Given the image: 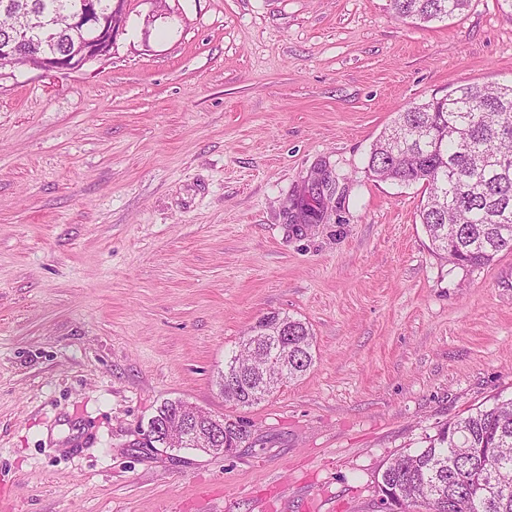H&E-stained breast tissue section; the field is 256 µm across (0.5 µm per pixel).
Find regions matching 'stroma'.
<instances>
[{
    "instance_id": "1",
    "label": "stroma",
    "mask_w": 512,
    "mask_h": 512,
    "mask_svg": "<svg viewBox=\"0 0 512 512\" xmlns=\"http://www.w3.org/2000/svg\"><path fill=\"white\" fill-rule=\"evenodd\" d=\"M112 55L0 79V512H378L397 455L512 397V251L434 253L381 181L397 112L512 80V7L112 0ZM318 224L286 217L317 172ZM270 313L315 361L250 408L216 384ZM182 399L249 421L228 457L144 447ZM469 0H391L396 17L423 23L452 17L466 9Z\"/></svg>"
}]
</instances>
